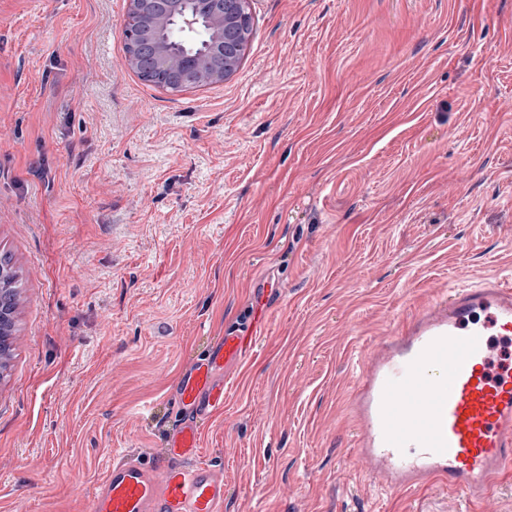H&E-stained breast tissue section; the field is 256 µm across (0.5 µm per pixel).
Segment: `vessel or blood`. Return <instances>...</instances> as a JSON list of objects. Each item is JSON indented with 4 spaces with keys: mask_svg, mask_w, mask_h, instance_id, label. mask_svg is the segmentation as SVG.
Instances as JSON below:
<instances>
[{
    "mask_svg": "<svg viewBox=\"0 0 512 512\" xmlns=\"http://www.w3.org/2000/svg\"><path fill=\"white\" fill-rule=\"evenodd\" d=\"M261 337L253 323L225 333L185 369V417L163 454L150 463L113 457L94 512H224V470L202 457L201 423L224 409L225 368ZM499 342L512 345V280L496 277L449 288L406 330L380 337L356 377L362 426L352 452L387 490L436 480L472 498L512 472V365Z\"/></svg>",
    "mask_w": 512,
    "mask_h": 512,
    "instance_id": "b4317fda",
    "label": "vessel or blood"
}]
</instances>
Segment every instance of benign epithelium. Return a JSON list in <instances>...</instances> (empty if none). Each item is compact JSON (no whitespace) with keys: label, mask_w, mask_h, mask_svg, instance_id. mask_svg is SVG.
<instances>
[{"label":"benign epithelium","mask_w":512,"mask_h":512,"mask_svg":"<svg viewBox=\"0 0 512 512\" xmlns=\"http://www.w3.org/2000/svg\"><path fill=\"white\" fill-rule=\"evenodd\" d=\"M184 3L186 0H130L123 26H132L138 31L140 53L138 58L127 60V64L133 66L141 61L152 68L165 70L176 84L184 83L200 70L207 71L213 83H222L228 78L226 63L239 49V33L234 20L244 14L251 0H203L212 33V51L206 58L183 55L175 59L160 48L159 34L176 16L178 6Z\"/></svg>","instance_id":"1"}]
</instances>
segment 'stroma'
I'll return each instance as SVG.
<instances>
[{
  "label": "stroma",
  "mask_w": 512,
  "mask_h": 512,
  "mask_svg": "<svg viewBox=\"0 0 512 512\" xmlns=\"http://www.w3.org/2000/svg\"><path fill=\"white\" fill-rule=\"evenodd\" d=\"M129 0H0V512H93L160 453L181 372L269 310L203 453L224 512H512L389 492L353 457V365L454 284L512 276V0H252L220 84L126 63ZM23 282L19 268L10 253H0V379L7 375L14 359L17 315L24 302Z\"/></svg>",
  "instance_id": "35a3bbf8"
}]
</instances>
